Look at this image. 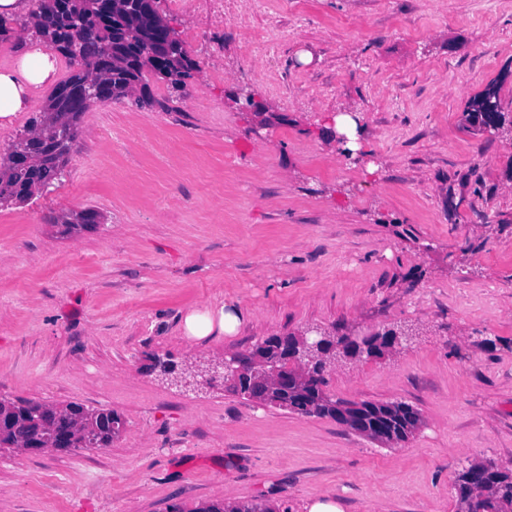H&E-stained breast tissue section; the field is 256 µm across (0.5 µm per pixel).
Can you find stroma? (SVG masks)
Segmentation results:
<instances>
[{"instance_id": "obj_1", "label": "stroma", "mask_w": 512, "mask_h": 512, "mask_svg": "<svg viewBox=\"0 0 512 512\" xmlns=\"http://www.w3.org/2000/svg\"><path fill=\"white\" fill-rule=\"evenodd\" d=\"M154 6L197 70L178 90L146 73L142 105L93 104L61 177L0 208V398L123 429L0 452V512H457L462 469L512 468V137L465 113L493 82L512 112V0ZM82 210L96 227L61 234ZM220 305L237 332L186 339L185 315ZM405 324L413 344L326 374L334 399L419 411L391 447L154 368Z\"/></svg>"}]
</instances>
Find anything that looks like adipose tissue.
I'll use <instances>...</instances> for the list:
<instances>
[{
	"label": "adipose tissue",
	"mask_w": 512,
	"mask_h": 512,
	"mask_svg": "<svg viewBox=\"0 0 512 512\" xmlns=\"http://www.w3.org/2000/svg\"><path fill=\"white\" fill-rule=\"evenodd\" d=\"M56 62V52L35 38L20 53L16 66L0 70V119L9 122L30 110L34 91L51 84ZM239 323V315L221 308L195 310L185 317L184 332L189 338L202 340L216 332L233 333Z\"/></svg>",
	"instance_id": "obj_1"
}]
</instances>
